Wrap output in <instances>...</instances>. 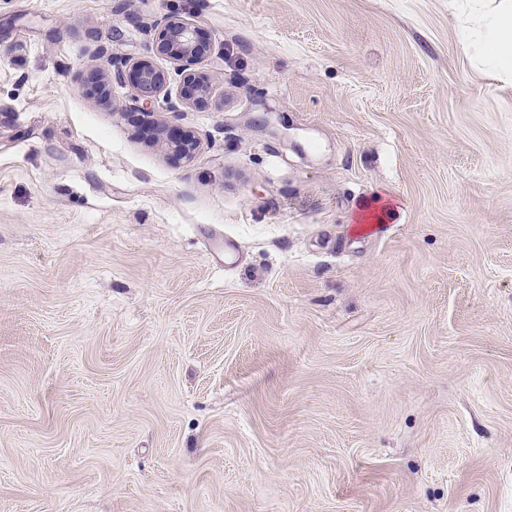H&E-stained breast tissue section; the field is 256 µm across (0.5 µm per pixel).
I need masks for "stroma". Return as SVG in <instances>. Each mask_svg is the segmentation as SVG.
<instances>
[{
  "instance_id": "stroma-1",
  "label": "stroma",
  "mask_w": 512,
  "mask_h": 512,
  "mask_svg": "<svg viewBox=\"0 0 512 512\" xmlns=\"http://www.w3.org/2000/svg\"><path fill=\"white\" fill-rule=\"evenodd\" d=\"M463 7L0 0V512H512V80ZM157 49L178 63V72L182 76L179 88L182 104L197 105L207 96L209 87L204 76L193 69L207 53V46L199 40L196 27L183 19L168 20ZM134 79L137 97L151 100L166 87L168 77L148 60H141L134 65ZM382 197L378 194L373 195L371 198L364 199L357 205L358 210L351 213L349 217V224L363 225L357 230V236H366L370 234L373 228L380 227L382 224H387L394 217V212L388 205L381 202Z\"/></svg>"
}]
</instances>
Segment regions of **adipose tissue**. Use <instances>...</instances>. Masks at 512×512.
I'll use <instances>...</instances> for the list:
<instances>
[{
  "mask_svg": "<svg viewBox=\"0 0 512 512\" xmlns=\"http://www.w3.org/2000/svg\"><path fill=\"white\" fill-rule=\"evenodd\" d=\"M475 23L481 33L480 63L495 72H511L512 0H480Z\"/></svg>",
  "mask_w": 512,
  "mask_h": 512,
  "instance_id": "obj_1",
  "label": "adipose tissue"
}]
</instances>
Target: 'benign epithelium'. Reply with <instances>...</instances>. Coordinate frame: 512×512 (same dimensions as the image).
Returning <instances> with one entry per match:
<instances>
[{"label": "benign epithelium", "instance_id": "benign-epithelium-1", "mask_svg": "<svg viewBox=\"0 0 512 512\" xmlns=\"http://www.w3.org/2000/svg\"><path fill=\"white\" fill-rule=\"evenodd\" d=\"M158 51H168L170 57L178 63V72L182 76L179 88L180 101L185 105H196L208 94L209 87L204 76L197 73L195 66L207 53V46L198 38V30L189 21L171 19L161 32ZM134 79L137 97L150 100L166 87L167 75L156 69L148 60L134 65ZM171 148L181 156L190 157L197 148L195 137L182 134L171 142Z\"/></svg>", "mask_w": 512, "mask_h": 512}]
</instances>
